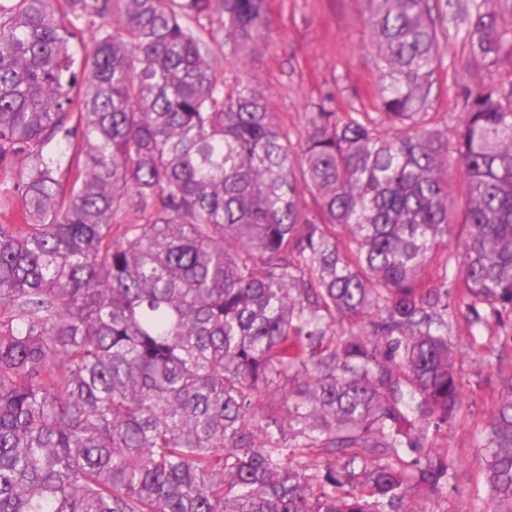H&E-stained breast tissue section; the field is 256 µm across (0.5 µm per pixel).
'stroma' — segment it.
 Masks as SVG:
<instances>
[{
	"label": "stroma",
	"mask_w": 512,
	"mask_h": 512,
	"mask_svg": "<svg viewBox=\"0 0 512 512\" xmlns=\"http://www.w3.org/2000/svg\"><path fill=\"white\" fill-rule=\"evenodd\" d=\"M271 43L248 65L256 87L269 94L280 122L293 142L305 135L314 104L330 100L340 112H376V57L364 22L363 0H267ZM465 39L449 35L443 65L433 88L432 109L446 115L448 136L467 91L487 79L512 81V67L494 74L469 65ZM455 367L461 381L465 414L438 442L453 448L452 479L442 494L421 500L424 512H492L484 479L481 426L494 411L501 380L496 355L503 337L470 335L464 319L452 328Z\"/></svg>",
	"instance_id": "obj_1"
}]
</instances>
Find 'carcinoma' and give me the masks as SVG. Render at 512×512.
Instances as JSON below:
<instances>
[{
	"label": "carcinoma",
	"mask_w": 512,
	"mask_h": 512,
	"mask_svg": "<svg viewBox=\"0 0 512 512\" xmlns=\"http://www.w3.org/2000/svg\"><path fill=\"white\" fill-rule=\"evenodd\" d=\"M265 2L0 3V170L27 169L0 224V512H421L448 487L453 321L512 329V87L465 96L449 182L438 21L490 71L512 0H366L378 113L318 105L298 150L218 68L266 47ZM497 365L481 447L512 512ZM282 382L288 416L253 421Z\"/></svg>",
	"instance_id": "obj_1"
}]
</instances>
